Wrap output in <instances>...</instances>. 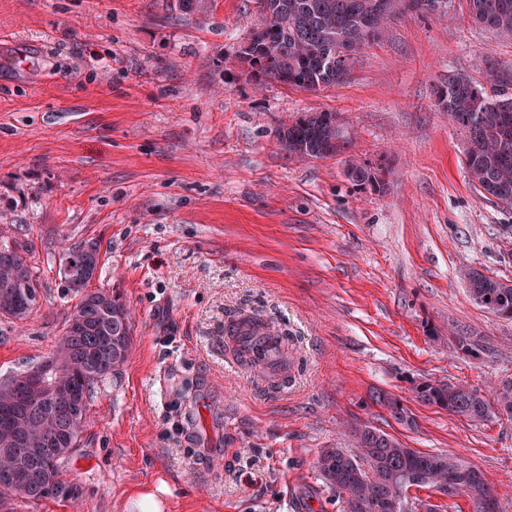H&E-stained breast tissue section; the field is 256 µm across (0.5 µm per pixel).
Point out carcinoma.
Returning a JSON list of instances; mask_svg holds the SVG:
<instances>
[{"label":"carcinoma","mask_w":512,"mask_h":512,"mask_svg":"<svg viewBox=\"0 0 512 512\" xmlns=\"http://www.w3.org/2000/svg\"><path fill=\"white\" fill-rule=\"evenodd\" d=\"M267 10L259 12L260 35L250 33L236 58L248 63L247 78L259 85L283 83L305 91H320L344 83L350 76L361 50L381 41L388 24L405 14L404 0H265ZM471 21L499 35L512 36V0H465ZM498 64L488 62L484 81L476 82L464 74L451 77L438 89V99L450 120L464 133V164L473 183L497 200L512 198V78L497 73ZM281 148L291 158L330 159L349 150L350 136L335 112L307 114L278 130ZM382 166L371 168L350 161L348 177L357 186L382 189ZM100 248L89 254L83 245L66 252L76 265L99 267ZM26 254L18 242L0 243V285L16 273L17 254ZM470 298L493 314L512 310V284L479 271L468 275ZM100 304L112 307V333L121 337L118 349L126 361L132 340V316L118 298L101 290L92 291ZM89 303L79 298L71 312L65 332L50 358L67 371L74 388L91 400L99 382L118 370L105 365L87 377L76 367L93 348L96 321H87L88 331L78 336L72 330L76 319L88 315ZM418 401L437 406L473 421L493 419L494 405L512 409V388L496 396L463 385L438 382L415 388ZM372 400L403 423H413L407 407L385 390L372 393ZM50 421L33 404L28 434L37 439ZM358 453L343 448H324L316 467L330 487L344 495V512H371L368 503L385 498L399 482L401 474L426 469L430 475L448 482L454 491L465 494L474 512H485L484 500L493 496L483 472L451 452L426 453L408 448L397 438L372 426L358 425L352 431ZM66 482L59 470L51 476L40 472L24 483L0 485V494L31 502L42 499L64 500L61 495L44 492L49 482Z\"/></svg>","instance_id":"obj_1"}]
</instances>
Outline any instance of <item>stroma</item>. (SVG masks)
I'll return each mask as SVG.
<instances>
[{
    "instance_id": "stroma-1",
    "label": "stroma",
    "mask_w": 512,
    "mask_h": 512,
    "mask_svg": "<svg viewBox=\"0 0 512 512\" xmlns=\"http://www.w3.org/2000/svg\"><path fill=\"white\" fill-rule=\"evenodd\" d=\"M255 20L253 0H0V238L27 246L40 281L27 321L0 318V379L64 332L65 248L96 242L92 289L134 317L65 466L81 496L12 512H141L145 493L160 512H343L315 462L353 449L362 424L457 454L512 512V419L414 392L512 388V320L467 293L472 270L512 281V206L471 181L435 94L457 72L512 66V37L456 0L442 18L400 17L345 84L313 93L247 79L233 56ZM320 111L342 117L349 156L386 162L382 191L355 186L347 156L281 149L282 125ZM249 310L288 333L300 368L286 388L224 359L226 316ZM372 400L385 408L395 420L413 425V418L408 414L407 407L393 394L385 390H376L372 393Z\"/></svg>"
}]
</instances>
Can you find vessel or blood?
I'll list each match as a JSON object with an SVG mask.
<instances>
[{
	"label": "vessel or blood",
	"mask_w": 512,
	"mask_h": 512,
	"mask_svg": "<svg viewBox=\"0 0 512 512\" xmlns=\"http://www.w3.org/2000/svg\"><path fill=\"white\" fill-rule=\"evenodd\" d=\"M224 351L229 361L251 370L267 385L285 386L297 369L295 356L286 352L282 336L270 324L257 328L241 321L229 323Z\"/></svg>",
	"instance_id": "vessel-or-blood-1"
}]
</instances>
